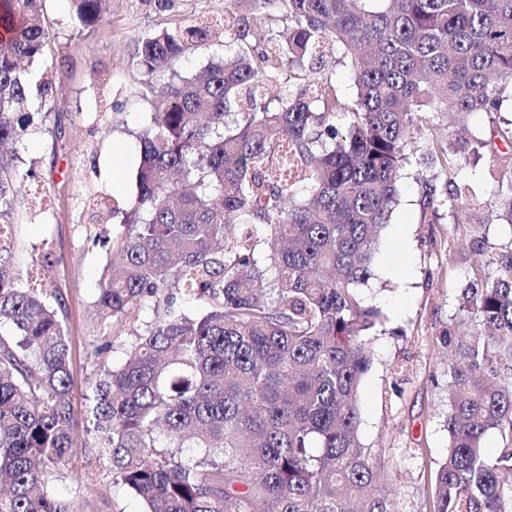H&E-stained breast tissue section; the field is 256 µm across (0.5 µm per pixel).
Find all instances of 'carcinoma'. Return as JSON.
I'll return each mask as SVG.
<instances>
[{
	"label": "carcinoma",
	"mask_w": 512,
	"mask_h": 512,
	"mask_svg": "<svg viewBox=\"0 0 512 512\" xmlns=\"http://www.w3.org/2000/svg\"><path fill=\"white\" fill-rule=\"evenodd\" d=\"M109 0H70L93 27ZM288 24L190 19L138 41L152 112L139 137L137 207L112 235L99 282L104 327L131 330L126 359L99 365L85 423L71 409L66 306L14 262L15 153L44 116L54 40L42 0H0V512H80L55 486L107 475L145 512H396L384 469L358 439L368 341L384 325L361 304L398 202L414 134L434 108L499 112L512 91V0H274ZM236 48L189 78L174 66L221 37ZM345 65L348 101L326 77ZM280 87L277 106L266 95ZM348 122L340 125L336 115ZM512 160V127L495 129ZM423 213L469 223L465 145L429 152ZM493 207L512 228V170ZM454 324L448 456L437 512H512V250L488 257ZM204 312L190 316L181 301ZM95 453L72 463L79 432ZM503 446L491 454L486 435ZM322 73L325 77L331 79L334 84L340 86L347 95L351 96L353 89L348 73L345 67L334 63V59H332L330 53H327V56L324 57Z\"/></svg>",
	"instance_id": "1"
}]
</instances>
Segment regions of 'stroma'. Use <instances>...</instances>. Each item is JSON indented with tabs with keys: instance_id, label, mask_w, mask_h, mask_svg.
Returning <instances> with one entry per match:
<instances>
[{
	"instance_id": "obj_1",
	"label": "stroma",
	"mask_w": 512,
	"mask_h": 512,
	"mask_svg": "<svg viewBox=\"0 0 512 512\" xmlns=\"http://www.w3.org/2000/svg\"><path fill=\"white\" fill-rule=\"evenodd\" d=\"M226 0H112L92 29L75 31L68 0H43V17L56 35L52 49L63 64L52 79L56 118H44L30 103L35 133L21 146L19 171L32 195L13 235L23 265L51 255L59 261L50 287L64 298L73 374V411L84 417V397L94 361L121 364L128 336L97 353L102 332L95 301L103 267L110 257L107 236L122 231L120 215L136 204L134 171L137 139L150 120L140 85L139 38L184 20L220 17ZM415 140L418 153L406 167L400 202L384 229L374 276L358 287L363 304L380 307L384 331L369 340L371 363L359 391V441L390 475L398 512H435L432 478L448 455V366L455 359L447 332L462 318L461 293L488 254L512 245V227L499 223L488 202L498 190L493 174L500 165L489 149L471 157L465 173L476 205L470 221L458 224L451 211L438 223L422 220V187L416 180L423 156L440 141L454 138L448 115L431 112ZM127 158L112 163L114 145ZM121 190H114V182ZM65 498L80 500L83 512H144V504L110 478L59 487Z\"/></svg>"
}]
</instances>
